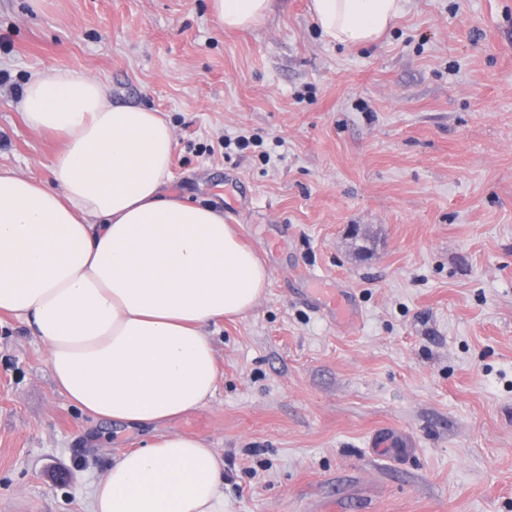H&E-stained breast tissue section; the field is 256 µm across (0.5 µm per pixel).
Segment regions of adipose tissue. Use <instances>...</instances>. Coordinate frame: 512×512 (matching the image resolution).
Returning a JSON list of instances; mask_svg holds the SVG:
<instances>
[{"label": "adipose tissue", "instance_id": "obj_1", "mask_svg": "<svg viewBox=\"0 0 512 512\" xmlns=\"http://www.w3.org/2000/svg\"><path fill=\"white\" fill-rule=\"evenodd\" d=\"M405 0H310L323 35L376 43ZM271 0H211L226 29ZM19 110L60 141L42 181L0 169V316L27 321L66 399L97 419L149 428L205 407L218 381L207 326L249 313L270 274L222 210L167 191L169 123L115 105L94 79L56 68ZM89 512H224V463L202 439H146L112 460Z\"/></svg>", "mask_w": 512, "mask_h": 512}]
</instances>
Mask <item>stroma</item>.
<instances>
[{"instance_id": "35a3bbf8", "label": "stroma", "mask_w": 512, "mask_h": 512, "mask_svg": "<svg viewBox=\"0 0 512 512\" xmlns=\"http://www.w3.org/2000/svg\"><path fill=\"white\" fill-rule=\"evenodd\" d=\"M48 67L162 112L172 188L270 284L210 326L211 402L155 430L77 409L0 317V512H85L157 432L223 457L224 512H512V0H408L364 47L307 0L241 31L209 0H0V167L38 180L57 142L18 101Z\"/></svg>"}]
</instances>
